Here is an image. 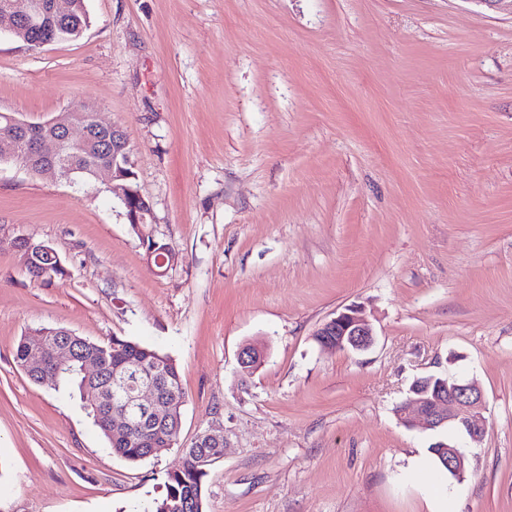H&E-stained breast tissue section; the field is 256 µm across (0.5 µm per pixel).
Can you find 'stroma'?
<instances>
[{
  "label": "stroma",
  "mask_w": 512,
  "mask_h": 512,
  "mask_svg": "<svg viewBox=\"0 0 512 512\" xmlns=\"http://www.w3.org/2000/svg\"><path fill=\"white\" fill-rule=\"evenodd\" d=\"M74 42L0 35V112L81 101L119 126L150 223L104 180L0 166V512H132L208 428L206 512H512V8L479 0H86ZM63 279L32 278L17 238ZM168 243L165 267L144 238ZM361 306L374 345L315 330ZM170 355L178 447L113 455L32 382L35 327ZM264 349L242 375L238 352ZM426 374L473 380L479 439L406 427ZM468 447L464 481L429 451ZM34 243L36 245L43 244L44 246L39 250L35 248L26 261L32 276L37 279L48 280V282H51L53 277L62 279L65 276V271L56 251L49 244L42 241H34Z\"/></svg>",
  "instance_id": "35a3bbf8"
}]
</instances>
